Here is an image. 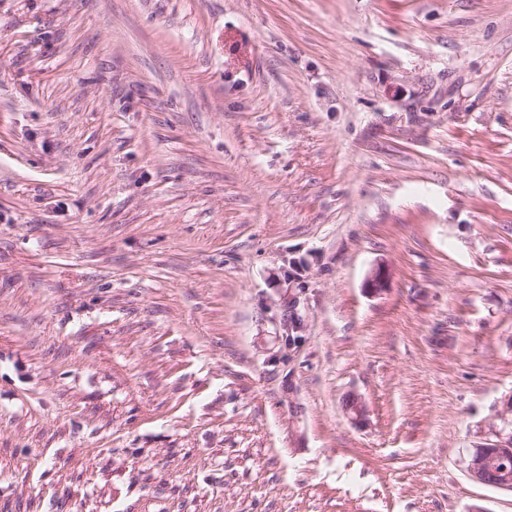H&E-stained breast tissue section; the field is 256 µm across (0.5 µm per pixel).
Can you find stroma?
<instances>
[{"label":"stroma","mask_w":512,"mask_h":512,"mask_svg":"<svg viewBox=\"0 0 512 512\" xmlns=\"http://www.w3.org/2000/svg\"><path fill=\"white\" fill-rule=\"evenodd\" d=\"M511 398L512 0H0V512H512ZM509 425L508 434L495 430V440L488 439L472 449L467 470L482 485L512 491V473L503 465L512 459V419Z\"/></svg>","instance_id":"1"}]
</instances>
